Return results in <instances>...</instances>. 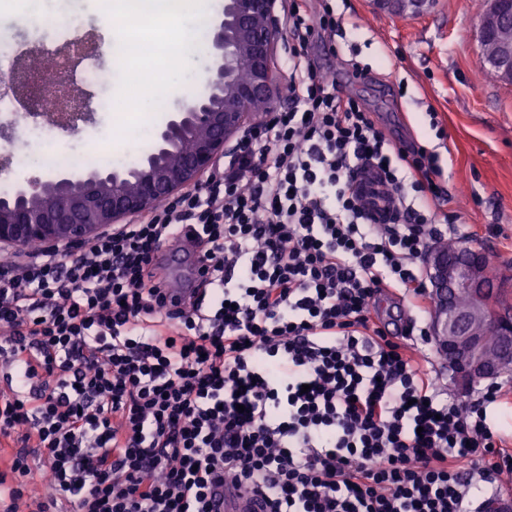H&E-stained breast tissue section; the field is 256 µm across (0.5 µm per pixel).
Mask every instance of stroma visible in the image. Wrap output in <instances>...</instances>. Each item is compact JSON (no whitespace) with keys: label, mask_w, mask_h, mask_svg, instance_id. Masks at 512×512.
<instances>
[{"label":"stroma","mask_w":512,"mask_h":512,"mask_svg":"<svg viewBox=\"0 0 512 512\" xmlns=\"http://www.w3.org/2000/svg\"><path fill=\"white\" fill-rule=\"evenodd\" d=\"M343 18L339 56L321 55L345 93L360 98L391 139L416 140L438 154L442 184L459 203L461 246L484 251L491 263L512 268V83L484 67L478 38V0H434L424 12L398 16L379 11L372 0H336ZM44 19H27L25 0H0V35L8 49L24 54L32 45L59 47L65 35L57 22L69 20L95 33L104 71L119 64L116 31L103 25L99 0H43ZM368 67L366 79L352 64ZM111 114L95 111L80 127L87 143L112 141ZM76 136V137H79ZM50 135L56 153H69L76 139ZM81 174V161L67 168L37 162L15 150L0 168L12 188L31 176Z\"/></svg>","instance_id":"35a3bbf8"}]
</instances>
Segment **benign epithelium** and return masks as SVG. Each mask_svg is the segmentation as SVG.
<instances>
[{
    "label": "benign epithelium",
    "instance_id": "1",
    "mask_svg": "<svg viewBox=\"0 0 512 512\" xmlns=\"http://www.w3.org/2000/svg\"><path fill=\"white\" fill-rule=\"evenodd\" d=\"M427 0H374L383 10L418 14ZM278 0H224V11L211 30L213 66L205 89L179 104L156 133V150L125 169L86 175L33 179L8 198L0 197V244L22 247L32 241L80 248L109 224L128 223L152 213L166 198L197 187L202 178L241 147L256 122L278 110L283 94L278 44ZM512 26L505 0H486L479 19L484 65L512 82V40L495 39ZM56 86L65 88L84 55L66 44ZM245 64L248 75L235 76ZM25 98L31 88L29 65L0 84ZM90 100L64 103L72 126L89 110ZM433 300L432 341L454 375L468 383L494 380L512 372V315L491 314L496 285L488 279L487 255L453 242L431 247L425 256ZM466 304H459V299ZM495 337L489 342L487 337Z\"/></svg>",
    "mask_w": 512,
    "mask_h": 512
}]
</instances>
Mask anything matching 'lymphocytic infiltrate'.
<instances>
[{
	"mask_svg": "<svg viewBox=\"0 0 512 512\" xmlns=\"http://www.w3.org/2000/svg\"><path fill=\"white\" fill-rule=\"evenodd\" d=\"M288 104L252 126L202 185L78 259L39 246L0 260V512H18L39 449L32 512H211L222 480L268 512H471L512 473L488 414L501 386L442 399L375 317L398 288L428 311L419 265L448 195L438 157L392 143L321 73L341 29L330 0H282ZM379 173L387 219L361 203ZM188 236L208 275L173 310L154 272Z\"/></svg>",
	"mask_w": 512,
	"mask_h": 512,
	"instance_id": "f902f5d3",
	"label": "lymphocytic infiltrate"
}]
</instances>
